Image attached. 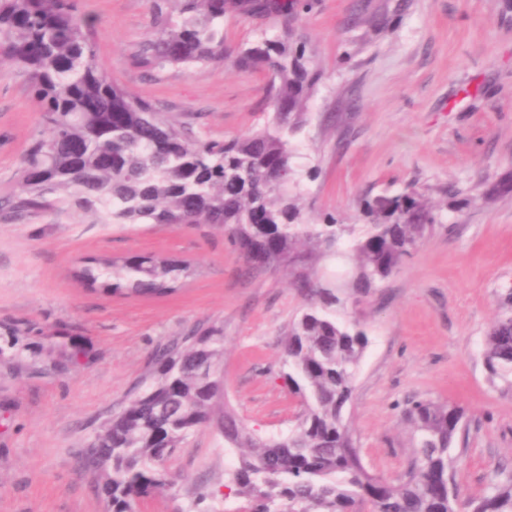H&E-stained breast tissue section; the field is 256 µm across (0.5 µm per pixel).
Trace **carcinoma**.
Wrapping results in <instances>:
<instances>
[{"instance_id": "obj_1", "label": "carcinoma", "mask_w": 512, "mask_h": 512, "mask_svg": "<svg viewBox=\"0 0 512 512\" xmlns=\"http://www.w3.org/2000/svg\"><path fill=\"white\" fill-rule=\"evenodd\" d=\"M178 2L177 21L155 13L154 38L138 46L135 63L162 72L222 62L226 15L273 19V35L232 59L268 78L272 115L246 135L198 138L112 79L76 0H0V71L27 78L45 128L27 149L15 208L73 205L107 224H220L246 270L288 271L303 305L285 334L283 378L301 410L285 436L251 432L223 401L224 325L191 330L154 352L149 378L89 444L107 512H136L140 499L169 487L163 462L209 424L237 452L224 488L247 500L246 512H512V469H494L477 497H462L454 482L469 438L464 408L454 403H409L414 458L398 483L365 468L348 405L368 337L357 320L337 317V308L359 303L339 295L345 280L362 295L381 288L442 223L443 211L512 196V173L476 193L451 185L440 203L416 189L366 200L356 224L333 215L310 222L295 189L314 171L296 167L292 143L321 80L297 35L305 4ZM334 260L351 267L329 273L320 266ZM190 272L186 263L136 255L83 275L111 294L151 297L172 292ZM502 303L482 356L488 381L512 390V290Z\"/></svg>"}]
</instances>
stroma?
Masks as SVG:
<instances>
[{
  "mask_svg": "<svg viewBox=\"0 0 512 512\" xmlns=\"http://www.w3.org/2000/svg\"><path fill=\"white\" fill-rule=\"evenodd\" d=\"M300 29L322 79L296 137L312 221L354 223L361 200L407 188L441 199L512 173V0H310ZM175 0H79L98 53L128 92L201 138L251 131L272 110L268 80L230 62L150 75L130 48ZM230 15L228 53L273 31ZM42 118L23 77L0 74V203ZM152 254L193 272L164 297L106 294L81 271ZM218 224H104L71 207L17 215L0 206V512H105L87 446L131 399L157 345L224 325V397L268 439L287 434L299 405L287 386L283 338L302 305L287 271L246 276ZM512 289V197L448 213L382 288L345 316L369 344L349 407L365 467L394 480L412 460L403 417L414 399L465 408L469 443L455 480L478 495L512 459V391L492 386L482 345ZM78 341L80 362L62 350ZM236 455L215 427L199 429L164 468L173 486L139 512H243L225 497Z\"/></svg>",
  "mask_w": 512,
  "mask_h": 512,
  "instance_id": "35a3bbf8",
  "label": "stroma"
}]
</instances>
